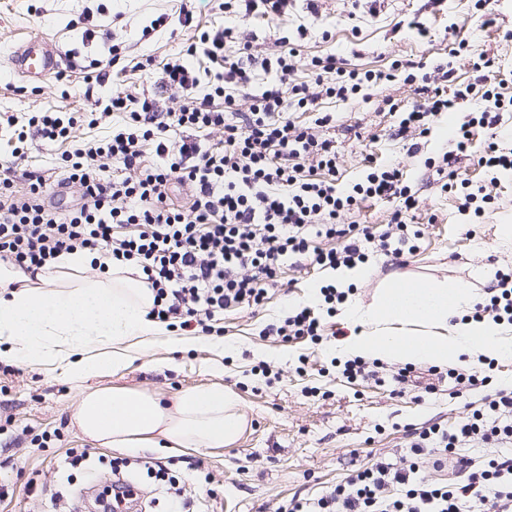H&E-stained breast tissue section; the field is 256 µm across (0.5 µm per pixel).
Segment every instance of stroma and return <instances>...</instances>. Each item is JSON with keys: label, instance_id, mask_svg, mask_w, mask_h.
I'll list each match as a JSON object with an SVG mask.
<instances>
[{"label": "stroma", "instance_id": "obj_1", "mask_svg": "<svg viewBox=\"0 0 512 512\" xmlns=\"http://www.w3.org/2000/svg\"><path fill=\"white\" fill-rule=\"evenodd\" d=\"M194 13V25L180 26V7ZM166 16L150 35L142 30ZM236 26L251 39L253 81L234 91L236 109L248 111L251 94L273 79L262 61L288 37L296 51L289 84L313 85L311 59L335 56L351 71L386 73L394 61L410 59L433 72L447 62L458 82H472L475 55L492 61L496 79L512 82V0H293L287 15L276 21L260 16L225 15L222 0H0V55L24 38L45 35L65 57L63 79L34 91L0 65V112L28 118L62 104L80 111L96 109L98 99L119 89L135 97L149 95L171 106L177 89L160 84L164 63L185 59L197 30ZM91 29L92 40L82 38ZM469 53L451 57L456 43ZM120 48L119 75L97 84L84 80L79 66L104 60L111 46ZM152 66H145V58ZM68 99H61V91ZM423 97L403 78L375 86L369 100L322 98L319 110L330 113L335 126L328 134L338 150L340 184L358 182L367 161L399 163L403 177L418 192L413 221L419 238L410 239V252L398 261L370 252V278L351 286L347 303L368 306L383 280L400 277L432 282H465L484 296L496 274L512 271V174L489 185L493 208L477 223H465L457 191H448L428 161L451 153L454 182L471 187L486 183L473 157L458 153L456 126L482 107L470 97L460 109L435 118L420 153L396 136L403 112L422 104ZM14 142L0 130V163L10 166L17 192H24L30 172L46 179L62 178L60 157L67 144L35 147L27 158L14 160ZM331 271L320 270L301 257L282 265L278 281L267 290L262 308L228 310L220 322L224 353L206 340L190 348L159 345L147 350L121 372L75 384L57 370L27 363L0 362V485L10 494L0 512H86L92 495L90 473L63 466L72 448L89 449L92 456L112 461L128 458L127 472L136 481L146 478L144 463L159 462L176 476L195 512H276L293 501L319 498L356 469L377 461L401 464L409 452L410 431L436 423L452 429L465 423L481 405L482 391L457 390L448 380H435L427 365H418L413 381L402 385L397 361H380L374 378L343 377L344 363L332 332L350 335L353 324L343 314L325 318L328 338L315 345L298 339L282 343L263 333L266 325L284 319L289 309L313 302L321 286L332 283ZM221 386L235 393L248 425L232 446L197 452L143 448L135 453L99 448L75 427L73 408L82 391L129 387L170 401L194 387ZM36 480L38 492L26 483Z\"/></svg>", "mask_w": 512, "mask_h": 512}]
</instances>
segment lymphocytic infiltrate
<instances>
[{
  "instance_id": "obj_1",
  "label": "lymphocytic infiltrate",
  "mask_w": 512,
  "mask_h": 512,
  "mask_svg": "<svg viewBox=\"0 0 512 512\" xmlns=\"http://www.w3.org/2000/svg\"><path fill=\"white\" fill-rule=\"evenodd\" d=\"M230 27L202 32L189 47L190 56L218 64L209 93L197 96L200 72L178 60L162 67L165 84L178 88L182 99L175 108L161 109L150 96L135 97L113 90L104 113L121 112L122 125L100 140L74 139L76 128L96 126V113L56 109L37 112L26 123L14 115L0 116L15 139L13 156L24 159L34 145L71 142L63 158L64 185L81 189V200L66 211L46 207L53 187L39 174L32 175L25 193L14 191L9 178H0V261L23 272L37 274L61 253L87 250L112 261L136 267L154 293L150 317L181 329L199 327L210 332L225 309L256 308L281 264L294 254L309 255L312 265L337 269L366 263L365 242L370 226L340 225L341 213L368 199L396 201L391 221L398 231L408 229V217L417 199L405 184L398 165L368 167L365 178L341 188L334 181L336 148L324 135L333 118L325 114L314 126L301 127L284 116L285 95L300 108L312 110L322 96L349 99L379 81L378 75L349 71L335 57L315 58L314 86L285 87L282 78L292 70L295 49L275 60L278 82L253 95L245 125L229 119L234 99L226 86L245 88L251 72L242 62L228 61L229 45L242 44ZM437 80L408 73L407 82L419 83L424 105L407 111L400 126L415 138L428 136L434 117L455 111L472 94L454 84V69L438 66ZM479 116L461 123L454 132L459 152L471 151L474 128L497 125L502 111L512 107V95L502 83L485 85ZM224 136L223 147L206 143L208 135ZM152 143L155 159L145 162L141 146ZM120 165L122 173L103 179L106 162ZM327 179L319 180L315 170ZM189 189L186 204L172 202V183ZM318 235L344 238L342 248L311 249L308 228ZM315 308L292 310L270 324L269 335L281 341L323 339ZM492 317L512 324V274H499L486 303L476 305L474 319ZM512 389L491 390L479 409L455 430L433 425L416 433L410 459L401 467L377 462L355 471L312 503L293 504L289 512H512V458L497 456L481 463L451 459L457 444L480 440L501 446L512 443ZM430 457L434 467L455 463L463 474L459 483L437 485L419 473L418 461ZM400 494H392V484Z\"/></svg>"
}]
</instances>
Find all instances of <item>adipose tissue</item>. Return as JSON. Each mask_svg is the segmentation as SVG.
Returning <instances> with one entry per match:
<instances>
[{"label": "adipose tissue", "mask_w": 512, "mask_h": 512, "mask_svg": "<svg viewBox=\"0 0 512 512\" xmlns=\"http://www.w3.org/2000/svg\"><path fill=\"white\" fill-rule=\"evenodd\" d=\"M88 253H63L36 279L0 264V361L39 363L76 381L126 368L148 349L189 345L150 318L154 294L131 268L82 276ZM477 300L461 282L391 279L368 307L350 306L359 331L343 339L350 356L445 366L461 357L512 353V329L464 311ZM74 421L100 448L201 449L234 443L247 416L221 387L193 388L167 404L132 388H96L78 399Z\"/></svg>", "instance_id": "adipose-tissue-1"}]
</instances>
